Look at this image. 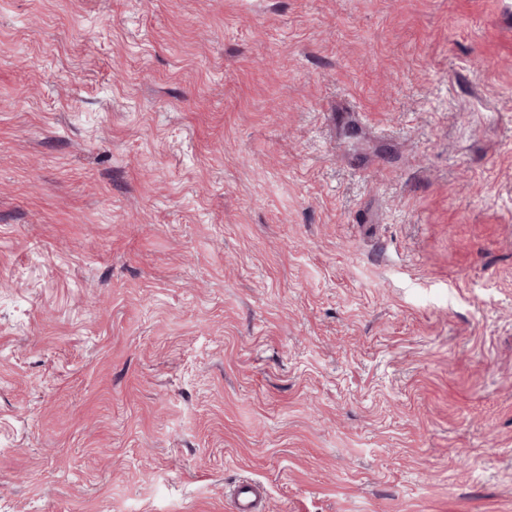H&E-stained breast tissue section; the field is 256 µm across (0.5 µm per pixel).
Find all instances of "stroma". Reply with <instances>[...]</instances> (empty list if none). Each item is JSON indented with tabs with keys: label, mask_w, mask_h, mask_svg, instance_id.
Instances as JSON below:
<instances>
[{
	"label": "stroma",
	"mask_w": 512,
	"mask_h": 512,
	"mask_svg": "<svg viewBox=\"0 0 512 512\" xmlns=\"http://www.w3.org/2000/svg\"><path fill=\"white\" fill-rule=\"evenodd\" d=\"M512 512V0H0V512ZM264 487L251 479L239 482L234 494L235 512H261Z\"/></svg>",
	"instance_id": "1"
}]
</instances>
